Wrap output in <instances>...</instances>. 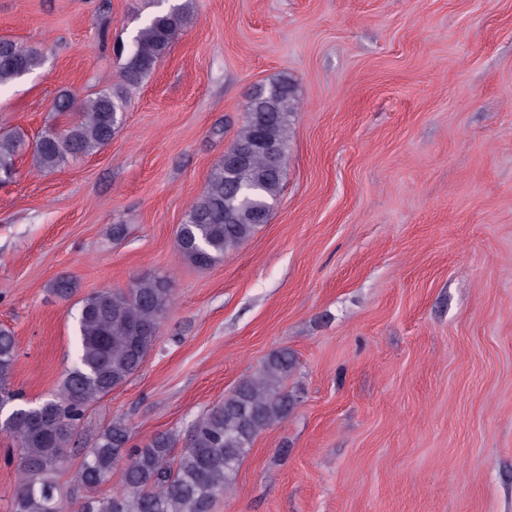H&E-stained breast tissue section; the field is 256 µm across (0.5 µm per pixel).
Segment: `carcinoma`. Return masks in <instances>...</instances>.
<instances>
[{
  "mask_svg": "<svg viewBox=\"0 0 512 512\" xmlns=\"http://www.w3.org/2000/svg\"><path fill=\"white\" fill-rule=\"evenodd\" d=\"M188 19L185 4L157 5L125 51L122 84L81 101L62 94L58 110H76L80 119L64 129L49 128L36 138L37 166L54 169L70 157L108 145L122 122L125 89L140 85L154 70ZM44 62L40 49L0 39V87ZM246 112V124L229 151L246 148L257 138L268 149L252 154L237 168L222 159L213 166L204 192L176 232L178 251L191 265L209 267L238 249L266 221L280 194L289 133L298 112L293 86L281 80L260 89L249 99ZM25 148L23 136L0 135V182L13 179L16 159ZM172 303L168 280L155 276L140 278L123 291L103 289L82 299L73 366L54 396L28 407L13 405L19 395L9 380L17 344L12 331L0 327V408L11 407L0 431L19 448L20 481L12 512H65L59 478L66 469L65 448L85 407L140 369ZM294 368L288 350L271 352L223 401L194 420L183 439L162 433L131 446L129 426L121 418L112 420L76 473L77 484L86 491L77 512H212L257 436L292 410L295 399L286 382ZM180 442L182 450L176 454ZM121 462L123 488L109 496L97 495V487L112 478Z\"/></svg>",
  "mask_w": 512,
  "mask_h": 512,
  "instance_id": "obj_1",
  "label": "carcinoma"
}]
</instances>
